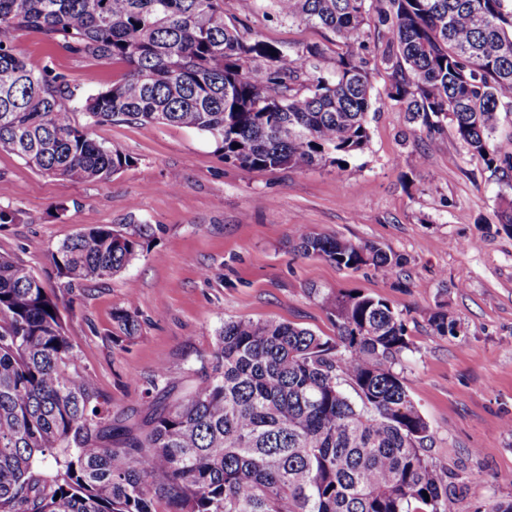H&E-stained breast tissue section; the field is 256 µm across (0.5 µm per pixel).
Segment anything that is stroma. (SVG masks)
Here are the masks:
<instances>
[{"mask_svg": "<svg viewBox=\"0 0 512 512\" xmlns=\"http://www.w3.org/2000/svg\"><path fill=\"white\" fill-rule=\"evenodd\" d=\"M224 15L288 49L328 43L330 32L270 14L262 0H224ZM374 100L365 152L343 168L244 171L195 131L125 122L78 127L121 148L133 163L106 182L47 176L0 150V207L21 220L0 227V255L57 285L51 254L80 229L147 224L152 237L120 274L74 289L61 305L78 363L93 373L113 410L143 408L142 388L159 365L179 377L210 353L224 321L278 319L332 339L336 330L312 288L361 292L402 310L411 349L399 372L426 419L428 456L466 485L452 512H484L512 500V233L498 214L512 187L498 183L452 130L414 131L387 94L377 29L366 28ZM19 50L35 68L63 73L75 99L110 87L123 66L49 50L25 33ZM427 167H419V155ZM402 255L397 273L336 266L291 247L295 225ZM135 305L141 330L112 336V314ZM458 320L441 336L437 306Z\"/></svg>", "mask_w": 512, "mask_h": 512, "instance_id": "obj_1", "label": "stroma"}]
</instances>
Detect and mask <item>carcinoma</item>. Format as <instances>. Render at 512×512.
Instances as JSON below:
<instances>
[{
  "mask_svg": "<svg viewBox=\"0 0 512 512\" xmlns=\"http://www.w3.org/2000/svg\"><path fill=\"white\" fill-rule=\"evenodd\" d=\"M332 45L283 50L224 17V0H0V149L46 175L105 182L132 163L76 126L123 121L197 131L246 171L347 165L369 141V25L384 35L387 96L430 135L449 126L512 186V0H265ZM56 49L127 71L73 102L64 74L18 48ZM295 248L390 274L374 242L294 228ZM150 226L85 228L52 252L60 288L110 277L144 251ZM336 329L229 320L191 382L161 365L144 410L112 411L78 364L58 296L0 256V512H450L448 467L425 454L429 426L394 366L410 349L403 314L361 293L310 289ZM131 337L133 307L116 312ZM440 336L456 319L429 317ZM352 393H347V390ZM52 460L49 469L41 466Z\"/></svg>",
  "mask_w": 512,
  "mask_h": 512,
  "instance_id": "1",
  "label": "carcinoma"
}]
</instances>
